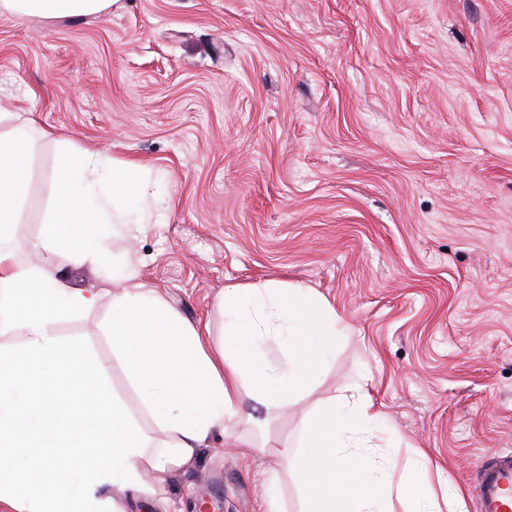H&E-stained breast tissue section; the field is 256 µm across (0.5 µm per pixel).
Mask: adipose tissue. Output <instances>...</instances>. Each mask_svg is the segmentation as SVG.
Wrapping results in <instances>:
<instances>
[{"instance_id": "adipose-tissue-1", "label": "adipose tissue", "mask_w": 512, "mask_h": 512, "mask_svg": "<svg viewBox=\"0 0 512 512\" xmlns=\"http://www.w3.org/2000/svg\"><path fill=\"white\" fill-rule=\"evenodd\" d=\"M112 0H0V16L80 18L106 11ZM38 128L34 120L0 113V240L22 222L27 183L18 161ZM60 204L44 249L68 246L64 224H116L135 241L159 203L150 168L106 165L98 153L59 144ZM119 291L69 288L51 265L19 262L0 247V335L20 337L0 353V503L13 512H128L125 498L107 495L119 485L144 491L140 467L179 469L219 434L234 433L243 397L265 413L287 407L311 384L336 351L344 329L334 308L311 290L274 281L229 285L216 300L221 339L210 325L183 318L155 289L127 269ZM109 304L106 329L124 360L159 439L144 435L124 405L108 393L104 365L75 342L63 341L65 318ZM285 338V354L267 367L257 344ZM378 412L367 394L355 402L322 405L304 424L302 445L280 446L261 512H287L279 474L290 469L301 483L299 512H383L374 490L352 493L363 460L352 418Z\"/></svg>"}]
</instances>
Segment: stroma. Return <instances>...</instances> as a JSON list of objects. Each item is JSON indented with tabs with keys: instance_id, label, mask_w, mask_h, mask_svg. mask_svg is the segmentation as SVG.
Listing matches in <instances>:
<instances>
[{
	"instance_id": "obj_1",
	"label": "stroma",
	"mask_w": 512,
	"mask_h": 512,
	"mask_svg": "<svg viewBox=\"0 0 512 512\" xmlns=\"http://www.w3.org/2000/svg\"><path fill=\"white\" fill-rule=\"evenodd\" d=\"M0 110L48 130L21 162L14 252L73 288H115L74 251H32L58 200V140L155 174L161 221L125 253L193 323L220 330L230 284L322 295L347 338L265 430L215 437L191 466L145 467L129 512H260L261 470L331 397L364 387L381 417L358 479L392 512L416 451L440 512L482 455L512 448V0H116L97 17H0ZM107 307L59 334L108 366L109 388L156 436L103 329Z\"/></svg>"
}]
</instances>
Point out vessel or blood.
I'll return each instance as SVG.
<instances>
[{
    "label": "vessel or blood",
    "instance_id": "obj_1",
    "mask_svg": "<svg viewBox=\"0 0 512 512\" xmlns=\"http://www.w3.org/2000/svg\"><path fill=\"white\" fill-rule=\"evenodd\" d=\"M475 512H512V449L486 453L471 483Z\"/></svg>",
    "mask_w": 512,
    "mask_h": 512
}]
</instances>
